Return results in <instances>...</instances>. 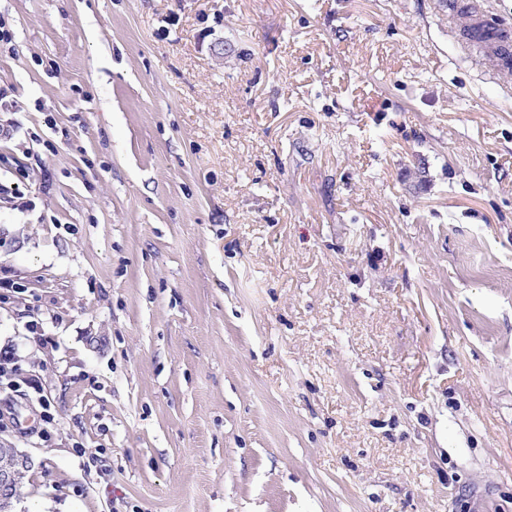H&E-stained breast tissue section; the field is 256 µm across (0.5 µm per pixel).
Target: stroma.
Listing matches in <instances>:
<instances>
[{
    "mask_svg": "<svg viewBox=\"0 0 512 512\" xmlns=\"http://www.w3.org/2000/svg\"><path fill=\"white\" fill-rule=\"evenodd\" d=\"M471 2L0 0L18 512H512V68L464 59Z\"/></svg>",
    "mask_w": 512,
    "mask_h": 512,
    "instance_id": "stroma-1",
    "label": "stroma"
}]
</instances>
